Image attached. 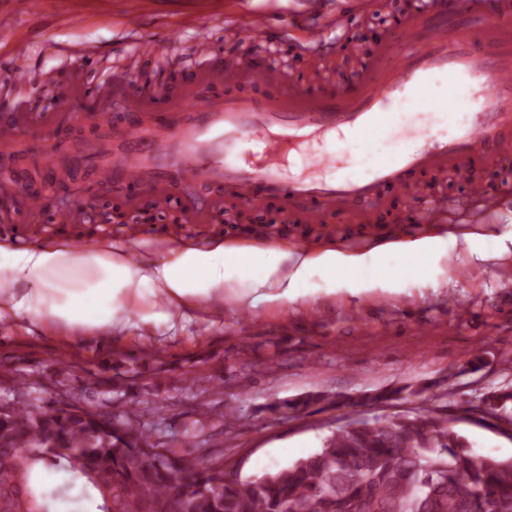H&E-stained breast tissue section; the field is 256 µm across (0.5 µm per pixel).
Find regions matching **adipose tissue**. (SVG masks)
I'll list each match as a JSON object with an SVG mask.
<instances>
[{
    "label": "adipose tissue",
    "mask_w": 512,
    "mask_h": 512,
    "mask_svg": "<svg viewBox=\"0 0 512 512\" xmlns=\"http://www.w3.org/2000/svg\"><path fill=\"white\" fill-rule=\"evenodd\" d=\"M485 261L512 252V232L488 239L479 247L472 233L443 238L423 235L413 240L388 242L370 249H326L295 255L285 248L221 244L210 249L182 248L174 262L150 258L138 263L109 252L79 257L65 248L45 246L24 256L12 281L0 282V319L26 312L36 321L75 329H102L122 324L127 300L150 293L158 315L171 319L173 310L223 305L225 285L248 286L255 301L293 303L305 296L308 270L318 265L330 275L331 289L356 295L375 288H399L404 275L422 272L449 250ZM81 269L83 288L65 303H47L55 293L60 271Z\"/></svg>",
    "instance_id": "obj_1"
}]
</instances>
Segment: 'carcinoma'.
I'll use <instances>...</instances> for the list:
<instances>
[{"instance_id": "carcinoma-1", "label": "carcinoma", "mask_w": 512, "mask_h": 512, "mask_svg": "<svg viewBox=\"0 0 512 512\" xmlns=\"http://www.w3.org/2000/svg\"><path fill=\"white\" fill-rule=\"evenodd\" d=\"M321 395L268 406L294 415ZM483 414L512 422V387ZM62 483L48 490L36 467ZM0 476L19 500L0 512H512V458L473 454L432 412L339 426L314 453L260 476L230 477L224 452H192L142 431L132 412L109 423L77 401L41 409L0 403Z\"/></svg>"}]
</instances>
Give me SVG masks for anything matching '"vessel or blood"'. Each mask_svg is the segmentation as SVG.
<instances>
[{
	"label": "vessel or blood",
	"instance_id": "1",
	"mask_svg": "<svg viewBox=\"0 0 512 512\" xmlns=\"http://www.w3.org/2000/svg\"><path fill=\"white\" fill-rule=\"evenodd\" d=\"M356 22L350 14L308 19L303 36L293 42L299 53L321 59L336 51L358 54L360 46L344 33ZM512 25V0H421L381 45L379 56L343 90L288 86L272 65L264 66L251 84L240 80L245 63H220L213 29L195 20L191 30L200 69L211 90L210 100L168 95L159 98L158 137L143 138L128 113L113 119V145L127 153L121 170L89 155L99 185L119 183L126 197L144 205L173 197L176 186L224 184L245 205L275 201L307 224H327L332 217L355 218L353 208L379 209L382 202L405 199L409 209L381 236L410 238L420 224L447 212L466 210L468 201L497 204L481 174L512 161V47L494 38L496 29ZM122 27L132 42L131 61L151 52L154 44L140 13L127 12ZM239 39L254 33L290 41L287 26L263 10L252 11L237 25ZM9 72L19 83L32 71L28 53L10 54ZM444 75L448 93L437 96L435 75ZM471 112L467 126L452 135L420 140L390 139L407 109L431 106L451 121L454 106ZM41 117L15 118L0 124V153H9L18 130L40 133ZM346 139L361 175L353 180L333 176L336 165L326 143ZM302 156L308 175L288 177L292 156ZM454 173L469 180V199L450 203L435 194L428 178Z\"/></svg>",
	"mask_w": 512,
	"mask_h": 512
}]
</instances>
